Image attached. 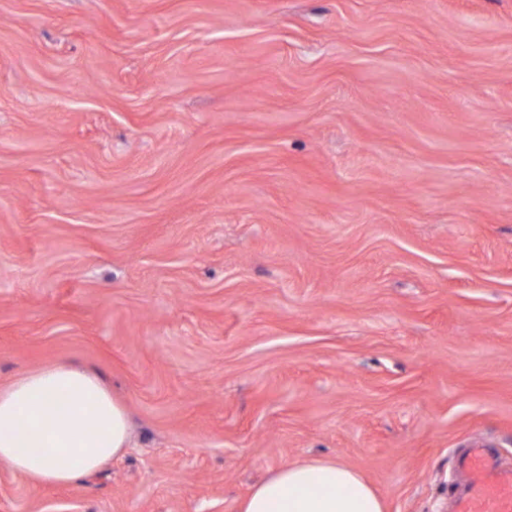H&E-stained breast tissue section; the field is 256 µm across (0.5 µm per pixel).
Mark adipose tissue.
Listing matches in <instances>:
<instances>
[{
	"mask_svg": "<svg viewBox=\"0 0 512 512\" xmlns=\"http://www.w3.org/2000/svg\"><path fill=\"white\" fill-rule=\"evenodd\" d=\"M129 445L125 404L87 367L58 362L0 385V462L30 481L71 484ZM239 512H385V505L343 461L304 460L274 471Z\"/></svg>",
	"mask_w": 512,
	"mask_h": 512,
	"instance_id": "adipose-tissue-1",
	"label": "adipose tissue"
}]
</instances>
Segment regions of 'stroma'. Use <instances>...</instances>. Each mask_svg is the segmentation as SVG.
I'll return each mask as SVG.
<instances>
[{
    "instance_id": "stroma-1",
    "label": "stroma",
    "mask_w": 512,
    "mask_h": 512,
    "mask_svg": "<svg viewBox=\"0 0 512 512\" xmlns=\"http://www.w3.org/2000/svg\"><path fill=\"white\" fill-rule=\"evenodd\" d=\"M61 361L132 446L0 512L512 470V0H0V385Z\"/></svg>"
}]
</instances>
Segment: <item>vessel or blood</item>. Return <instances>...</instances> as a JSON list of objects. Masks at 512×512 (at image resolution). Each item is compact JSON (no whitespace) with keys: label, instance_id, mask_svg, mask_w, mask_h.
Instances as JSON below:
<instances>
[{"label":"vessel or blood","instance_id":"obj_1","mask_svg":"<svg viewBox=\"0 0 512 512\" xmlns=\"http://www.w3.org/2000/svg\"><path fill=\"white\" fill-rule=\"evenodd\" d=\"M464 481L452 512H512V471L487 448L475 445L456 459Z\"/></svg>","mask_w":512,"mask_h":512}]
</instances>
